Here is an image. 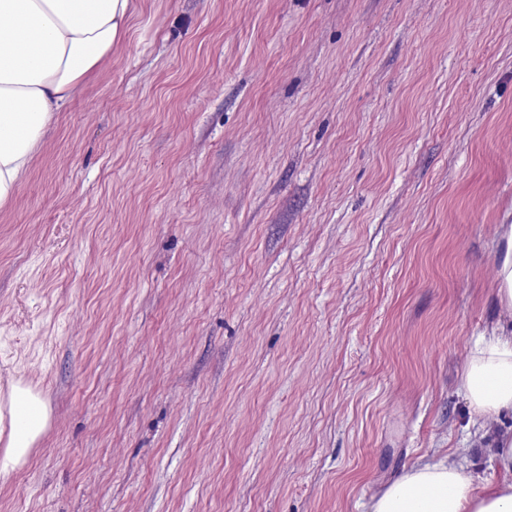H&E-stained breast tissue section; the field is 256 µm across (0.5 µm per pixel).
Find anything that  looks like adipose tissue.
<instances>
[{
	"label": "adipose tissue",
	"mask_w": 512,
	"mask_h": 512,
	"mask_svg": "<svg viewBox=\"0 0 512 512\" xmlns=\"http://www.w3.org/2000/svg\"><path fill=\"white\" fill-rule=\"evenodd\" d=\"M132 0H0V208L14 198L44 129L125 38ZM470 434L512 416V329L476 342L460 376ZM50 410L21 384L0 400V480L25 464ZM504 478L481 483L462 463L420 461L371 497L367 512H512V430L496 441Z\"/></svg>",
	"instance_id": "1"
}]
</instances>
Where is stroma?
Segmentation results:
<instances>
[{"mask_svg": "<svg viewBox=\"0 0 512 512\" xmlns=\"http://www.w3.org/2000/svg\"><path fill=\"white\" fill-rule=\"evenodd\" d=\"M0 208V512H366L500 481L459 377L512 225V0H134ZM50 410L40 394L13 384L0 401V480L6 481L25 464L30 450L45 431ZM495 446L501 482L479 483L448 456L419 461L371 497L366 512H512V428Z\"/></svg>", "mask_w": 512, "mask_h": 512, "instance_id": "stroma-1", "label": "stroma"}]
</instances>
